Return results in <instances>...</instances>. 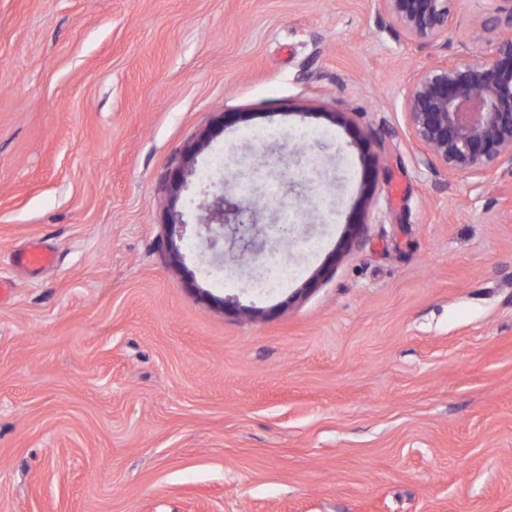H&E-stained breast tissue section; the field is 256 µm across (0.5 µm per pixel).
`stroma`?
Instances as JSON below:
<instances>
[{"label": "stroma", "mask_w": 512, "mask_h": 512, "mask_svg": "<svg viewBox=\"0 0 512 512\" xmlns=\"http://www.w3.org/2000/svg\"><path fill=\"white\" fill-rule=\"evenodd\" d=\"M448 5L0 0V512H512V167L449 180L403 107L495 48ZM392 22L418 45L437 42L448 28L447 0H383ZM240 198L241 200L224 194L215 195L205 206L207 218L200 220L196 226L197 235L205 241L208 249L213 250L220 240H224L225 229L231 224V218L247 207L248 199Z\"/></svg>", "instance_id": "obj_1"}]
</instances>
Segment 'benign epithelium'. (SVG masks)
Wrapping results in <instances>:
<instances>
[{
  "instance_id": "1",
  "label": "benign epithelium",
  "mask_w": 512,
  "mask_h": 512,
  "mask_svg": "<svg viewBox=\"0 0 512 512\" xmlns=\"http://www.w3.org/2000/svg\"><path fill=\"white\" fill-rule=\"evenodd\" d=\"M494 15L484 23L509 37L484 60L443 58L407 84L404 107L415 141L431 165L448 177L482 182L512 165V0H491ZM392 22L418 45L437 42L448 28V0H383ZM247 207V198L216 195L197 224L210 250Z\"/></svg>"
}]
</instances>
